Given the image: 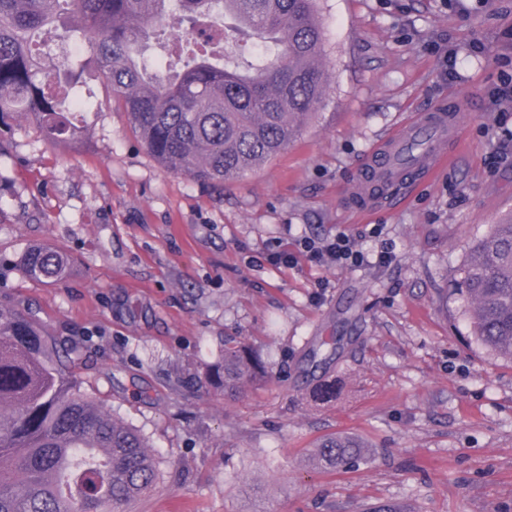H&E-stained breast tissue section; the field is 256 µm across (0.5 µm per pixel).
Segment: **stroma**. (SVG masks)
I'll return each instance as SVG.
<instances>
[{
  "mask_svg": "<svg viewBox=\"0 0 512 512\" xmlns=\"http://www.w3.org/2000/svg\"><path fill=\"white\" fill-rule=\"evenodd\" d=\"M328 91L281 154L232 183L164 169L107 84L73 144L34 116L0 135V305L33 311L83 389L149 437L156 489L115 512H512V360L474 337L462 293L470 245L512 215V0H319ZM470 120L432 181L357 220L369 150L440 103ZM383 225L371 236L373 225ZM343 231L385 268L267 257ZM47 244L54 284L20 268ZM340 337L337 358L311 360ZM269 364L235 399L205 384L227 341ZM336 384L332 402L313 390ZM332 433L369 457L322 472ZM26 274L45 283L62 279L68 271V260L50 246H36L26 251L20 260Z\"/></svg>",
  "mask_w": 512,
  "mask_h": 512,
  "instance_id": "1",
  "label": "stroma"
}]
</instances>
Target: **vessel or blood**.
I'll use <instances>...</instances> for the list:
<instances>
[{"mask_svg":"<svg viewBox=\"0 0 512 512\" xmlns=\"http://www.w3.org/2000/svg\"><path fill=\"white\" fill-rule=\"evenodd\" d=\"M460 117L438 105L432 111L400 124L371 149L352 204L366 213L381 199L409 181H425L443 164L440 146L458 128Z\"/></svg>","mask_w":512,"mask_h":512,"instance_id":"1","label":"vessel or blood"}]
</instances>
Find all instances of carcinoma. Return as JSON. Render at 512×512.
<instances>
[{
	"instance_id": "1",
	"label": "carcinoma",
	"mask_w": 512,
	"mask_h": 512,
	"mask_svg": "<svg viewBox=\"0 0 512 512\" xmlns=\"http://www.w3.org/2000/svg\"><path fill=\"white\" fill-rule=\"evenodd\" d=\"M157 21L159 63L144 57ZM60 30L85 38L148 153L200 181H235L278 155L327 92L317 0H0V133L7 116L24 112L54 141L76 137L89 101L63 94L74 74L45 57L43 38ZM231 40L264 53L240 66L224 55ZM20 264L45 283L68 271L50 246L29 249ZM464 293L476 339L512 360V219L472 244ZM205 376L235 397L266 367L228 343ZM365 448L334 433L317 440L311 461L335 471ZM157 483L149 440L81 390L30 313L0 307V512H112Z\"/></svg>"
}]
</instances>
